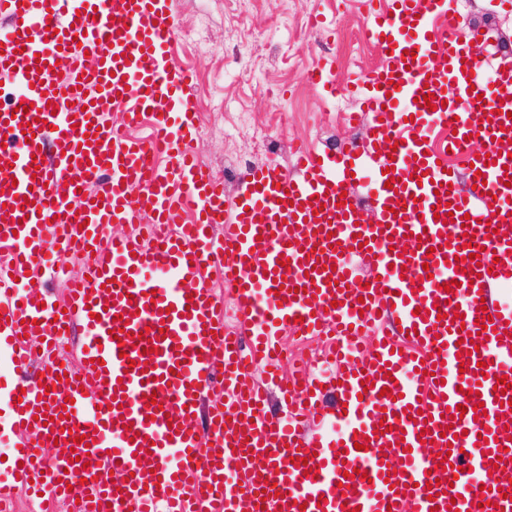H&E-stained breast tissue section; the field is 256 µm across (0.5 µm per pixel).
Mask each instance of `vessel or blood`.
<instances>
[{
    "mask_svg": "<svg viewBox=\"0 0 512 512\" xmlns=\"http://www.w3.org/2000/svg\"><path fill=\"white\" fill-rule=\"evenodd\" d=\"M454 4L362 0L384 52L351 88L372 115L363 138L248 169L229 199L190 148L196 74L173 54L169 0H0V72L16 82L0 108L16 438L0 512L15 484L68 512H512V387L495 388L512 378V305L491 301L512 288V61L481 31L458 37ZM308 73L335 96L328 60ZM146 118L151 139L130 137ZM111 224L140 232L109 238ZM51 243L84 261L60 298L41 286ZM285 326L332 335V370L314 358L281 376ZM66 334L79 368L56 364ZM257 364L270 387L248 384ZM219 383L223 404L206 405ZM53 446L88 466L65 473Z\"/></svg>",
    "mask_w": 512,
    "mask_h": 512,
    "instance_id": "1",
    "label": "vessel or blood"
}]
</instances>
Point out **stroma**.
I'll use <instances>...</instances> for the list:
<instances>
[{
  "mask_svg": "<svg viewBox=\"0 0 512 512\" xmlns=\"http://www.w3.org/2000/svg\"><path fill=\"white\" fill-rule=\"evenodd\" d=\"M457 2L460 31L482 29L512 57V11L487 12L485 0ZM170 7L181 29L198 27L205 39V50L179 40L173 52L199 76L195 110L207 133L192 147L223 177L227 196L238 192L244 168H290L297 144L325 150L362 137L363 128L343 121L358 102L346 94L325 100L306 75L325 58L345 85L380 63L377 45L361 35L359 0H253L244 16L236 0H171ZM316 14L325 16V25H311ZM237 125L240 134L225 136Z\"/></svg>",
  "mask_w": 512,
  "mask_h": 512,
  "instance_id": "stroma-1",
  "label": "stroma"
}]
</instances>
